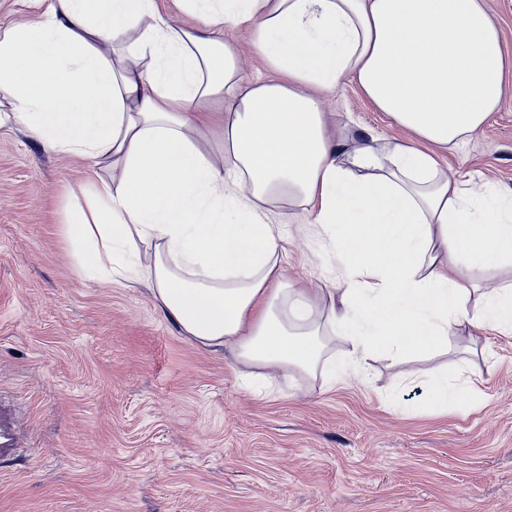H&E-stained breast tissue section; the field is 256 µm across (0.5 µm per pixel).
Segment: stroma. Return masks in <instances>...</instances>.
Segmentation results:
<instances>
[{
    "label": "stroma",
    "mask_w": 512,
    "mask_h": 512,
    "mask_svg": "<svg viewBox=\"0 0 512 512\" xmlns=\"http://www.w3.org/2000/svg\"><path fill=\"white\" fill-rule=\"evenodd\" d=\"M503 49L499 109L441 171L512 194V0H489ZM337 128L379 143L407 131L349 81L323 100ZM89 175L21 123L0 127V399L22 452L0 460V512H512V335L452 336L428 360L375 354L334 380L331 338L315 378L262 394L230 351L164 318L146 284L89 280L60 235L67 190ZM281 271L317 296L342 287L336 250L297 202L269 203ZM469 381L473 407L433 413L425 374Z\"/></svg>",
    "instance_id": "1"
}]
</instances>
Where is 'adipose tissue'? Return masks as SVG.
<instances>
[{"mask_svg": "<svg viewBox=\"0 0 512 512\" xmlns=\"http://www.w3.org/2000/svg\"><path fill=\"white\" fill-rule=\"evenodd\" d=\"M185 3L202 27L174 26L155 0H31L0 26V125L19 119L96 168L61 227L77 271L148 282L184 335L231 346L255 379L315 373L331 335L357 361L444 352L469 327L511 335L512 285L483 291L463 271L512 263V197L467 190L410 144L366 143L343 163L320 104L349 80L440 148L476 132L504 78L485 0ZM229 25L254 29L270 78L242 83ZM283 196L344 268L326 309L282 279L266 206ZM427 378L435 408L479 400Z\"/></svg>", "mask_w": 512, "mask_h": 512, "instance_id": "1", "label": "adipose tissue"}]
</instances>
